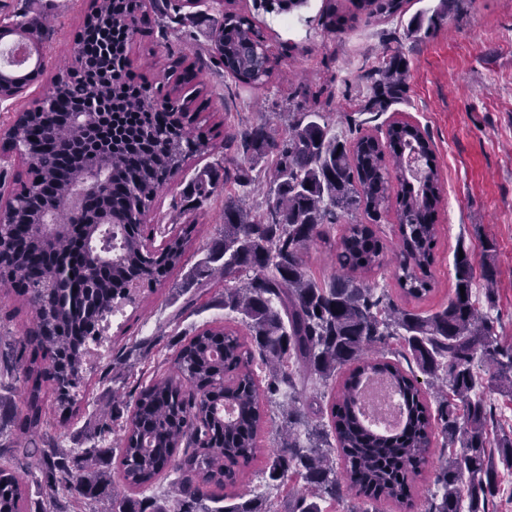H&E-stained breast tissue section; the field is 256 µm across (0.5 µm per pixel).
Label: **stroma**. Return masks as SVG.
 Listing matches in <instances>:
<instances>
[{
    "label": "stroma",
    "instance_id": "obj_1",
    "mask_svg": "<svg viewBox=\"0 0 512 512\" xmlns=\"http://www.w3.org/2000/svg\"><path fill=\"white\" fill-rule=\"evenodd\" d=\"M90 5V0H0V14L40 13L55 26L42 54V73L28 84L22 99L0 102V134L20 107L41 101L53 77L71 65L68 49ZM441 5V0H409L404 16L360 21L336 37L316 21L322 0H311L310 24L290 26L275 15L255 12L253 0H237L239 11L255 14L278 59L273 81L251 89L236 85L210 61L205 26L195 30L196 45L186 48L177 38V24L160 16L164 0H143L136 11L138 32L128 51L131 75L150 79L164 74L168 55L187 52L206 85L203 116L219 138L225 127L240 124L265 123L282 130L279 114L287 94L303 89L320 91L318 107L339 133L347 131L352 120L372 134L394 119L419 125L434 144L445 193L438 212L434 289L414 308L433 312L447 305L454 294L457 248H465L478 266L486 245H493L500 275L491 301L482 308L493 319L499 340L512 343V0H464L460 10H449L428 33L409 36L411 17L428 22ZM388 47L401 48L408 61L406 91L386 112L370 114L364 110L369 74ZM215 160L212 153L193 157L150 203L144 221L166 235L180 233L188 219H196L187 262L154 290L145 291L139 308L126 306L109 317L107 342L90 344L88 375L76 394L80 414L53 419L51 434L62 447H89L88 421L111 412L114 395L128 392L157 362L174 354L183 335L209 323L237 324V315L220 302L223 282L193 274L224 224V190L199 197L197 174L211 169L214 182L221 185L225 168L250 166L247 156L235 149L227 150L224 165ZM268 419L242 486L279 506L286 493L299 492L300 486L291 479L285 489L276 490L262 478L277 445L276 408H269ZM442 461L440 452L427 456L410 507L383 501L365 505L346 490L330 512H354L361 506L369 512H423L435 490L431 474Z\"/></svg>",
    "mask_w": 512,
    "mask_h": 512
}]
</instances>
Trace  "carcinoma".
<instances>
[{
	"label": "carcinoma",
	"mask_w": 512,
	"mask_h": 512,
	"mask_svg": "<svg viewBox=\"0 0 512 512\" xmlns=\"http://www.w3.org/2000/svg\"><path fill=\"white\" fill-rule=\"evenodd\" d=\"M234 0H214L217 16L207 33L211 57L235 81L252 88L270 83L275 68L254 18L237 12ZM309 0H254L264 12L291 14ZM325 0L322 28L341 33L350 20L388 19L404 12L406 0ZM130 0H94L83 32L71 50L79 71L53 85L51 112L23 109L4 134V150L23 147L35 161L28 185L14 204L13 223L0 225V285L14 301L32 309L33 320L15 340L11 365L0 377L22 375L25 412L15 427L23 441L16 452L33 459V470L48 489L41 512H66L59 495L88 504L112 495V512H278L267 499L227 496L256 455L264 407L283 397L282 440L262 471L269 487L293 477L305 493L288 512H324L341 485L365 502L411 504L420 466L442 437L441 451L457 446L460 456L442 463L434 484L438 493L426 512H489L499 496L500 479L491 447L512 469V433L490 442L491 408L475 392L474 359L494 369L491 391L512 395V343L493 336L492 318L473 295L475 267L468 252L454 255L455 288L448 304L423 315L397 303L391 294L361 277L383 266L386 246L374 225L394 211L399 243L393 275L405 301H420L433 290L439 227L437 210L444 185L433 144L417 125L392 122L385 141L368 133L342 140L316 110L288 109V128L278 134L264 125L224 133V148L237 144L264 160L274 188L264 205L246 207L254 179L243 169L224 168V182L239 187L224 200V228L203 267L220 264L224 309L240 316L248 340L226 326L205 325L181 344L169 371L138 383L130 395L132 412L119 422L104 416L95 427L102 446L47 450L38 444L49 423V409L74 412L83 380L88 342H100L101 323L120 305H136L133 291L151 289L184 265L191 232L167 240L163 249H143L146 205L179 173L187 160L214 149L210 139L193 134L195 100L181 98L147 81L126 87L127 48L134 34ZM39 42L54 28L39 14L28 19ZM407 62L390 49L370 74L372 96L366 111L379 112L402 98ZM7 74L0 94L35 78ZM96 108L87 110V102ZM104 176L99 192L72 224L66 207L74 191L93 172ZM401 189L391 197V172ZM68 224L67 233L45 245L46 214ZM350 221L334 253L336 273L327 282L312 278L303 251L328 241L325 225L343 216ZM493 246L485 247L481 277L495 282ZM69 267L73 277L59 278ZM465 293H460V288ZM396 341L398 355L415 369L369 355L376 345ZM264 369L258 384L254 362ZM347 371L329 406V429L309 420L307 400L298 386L328 384ZM435 389L436 407L423 395L418 375ZM388 380L405 409L395 431L369 428L360 412L364 382ZM308 441L301 440V431ZM113 434L120 440V481L99 463ZM335 443H330V440ZM343 461L336 472L332 450ZM178 474L173 498L133 499L122 488L142 492L164 473ZM29 480L0 466V512H26ZM232 503L227 504L225 500Z\"/></svg>",
	"instance_id": "cac0c4a2"
}]
</instances>
